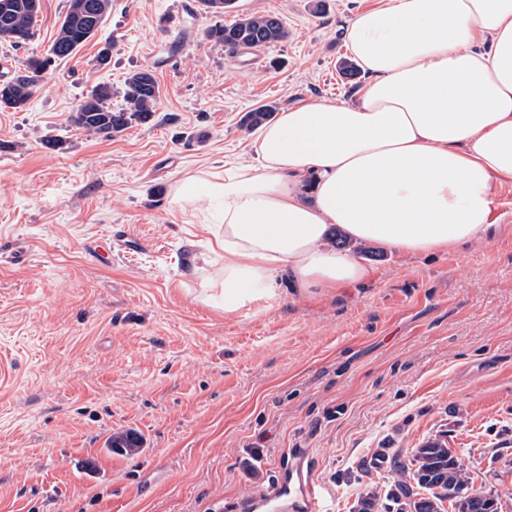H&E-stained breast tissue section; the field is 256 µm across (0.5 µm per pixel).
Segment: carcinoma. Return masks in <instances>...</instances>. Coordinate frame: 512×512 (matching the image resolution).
I'll list each match as a JSON object with an SVG mask.
<instances>
[{
  "instance_id": "carcinoma-1",
  "label": "carcinoma",
  "mask_w": 512,
  "mask_h": 512,
  "mask_svg": "<svg viewBox=\"0 0 512 512\" xmlns=\"http://www.w3.org/2000/svg\"><path fill=\"white\" fill-rule=\"evenodd\" d=\"M97 6L95 21L86 23L73 11L74 0H69L58 34L50 49V58L63 60L74 55L90 41L103 26L112 7L111 0H89ZM40 7L31 5V0H0V40H7L5 33L18 31L27 42L33 30ZM252 25L246 37L254 47L269 46L284 41L288 29L277 14L252 15ZM236 30L235 23L215 24L205 30V37L216 43L226 44L224 32ZM44 69L39 67V58L31 57L25 68L0 82V108L24 109L32 97L33 90L41 80ZM159 87L152 71L144 68L128 74L124 81L123 104L112 107V87L97 85L78 104L71 116L72 123L91 134L112 137L123 132L134 123L148 124L156 113ZM277 106L270 103L249 111L243 127L255 128L272 118ZM388 465L390 470L401 475L386 492L376 493L357 500L353 512H391L394 501L390 498L398 491L403 498L420 496L416 512H445L449 506L453 512H501L500 508L488 509L483 492L473 487V480L463 465L451 457L448 442L430 439L412 451L408 461L400 460L396 452L381 450L372 455V467L379 469Z\"/></svg>"
}]
</instances>
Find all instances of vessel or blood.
Masks as SVG:
<instances>
[{"label":"vessel or blood","mask_w":512,"mask_h":512,"mask_svg":"<svg viewBox=\"0 0 512 512\" xmlns=\"http://www.w3.org/2000/svg\"><path fill=\"white\" fill-rule=\"evenodd\" d=\"M324 491L315 476L314 465L298 452L279 477L272 492L258 494L240 506L241 512H325Z\"/></svg>","instance_id":"b4317fda"}]
</instances>
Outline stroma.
<instances>
[{"mask_svg":"<svg viewBox=\"0 0 512 512\" xmlns=\"http://www.w3.org/2000/svg\"><path fill=\"white\" fill-rule=\"evenodd\" d=\"M317 1L236 0L234 17L288 30L256 62L205 38L198 0H112L25 110L0 109V512H230L295 448L325 507L350 512L396 479L369 470L375 449L407 458L435 437L512 512V185L488 237L416 257L366 245L362 286L229 316L198 300L214 238L173 205L177 184L249 158L246 112L352 103L366 82L339 72L344 31L381 0ZM67 7L40 0L29 43L0 41V79L45 56ZM144 67L151 124L71 123ZM115 432L140 448L110 447Z\"/></svg>","mask_w":512,"mask_h":512,"instance_id":"obj_1","label":"stroma"}]
</instances>
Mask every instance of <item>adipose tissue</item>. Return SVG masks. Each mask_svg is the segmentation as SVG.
<instances>
[{"label":"adipose tissue","mask_w":512,"mask_h":512,"mask_svg":"<svg viewBox=\"0 0 512 512\" xmlns=\"http://www.w3.org/2000/svg\"><path fill=\"white\" fill-rule=\"evenodd\" d=\"M345 38L367 81L356 102L280 112L254 159L199 171L173 200L211 217L224 262L202 299L232 315L362 284L337 249L406 255L457 248L495 224L512 184V0H382Z\"/></svg>","instance_id":"1"}]
</instances>
